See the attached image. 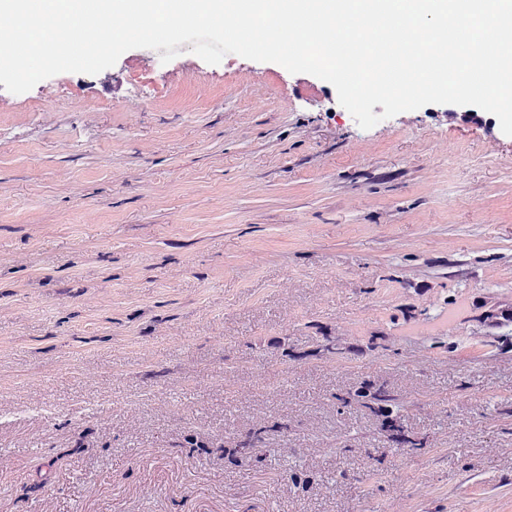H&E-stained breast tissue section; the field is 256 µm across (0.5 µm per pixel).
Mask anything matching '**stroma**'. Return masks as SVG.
<instances>
[{
	"label": "stroma",
	"mask_w": 512,
	"mask_h": 512,
	"mask_svg": "<svg viewBox=\"0 0 512 512\" xmlns=\"http://www.w3.org/2000/svg\"><path fill=\"white\" fill-rule=\"evenodd\" d=\"M191 48L0 85V512H512V136ZM355 398H362L370 402L365 403L383 417L382 429L390 432V436L399 444L406 445L412 449L423 447V441L411 439L405 435L401 417L398 413L394 414V410L390 408L392 406L391 403L395 399L383 384H377L374 381L363 382L354 392L336 396V400L342 405H347L350 399Z\"/></svg>",
	"instance_id": "1"
}]
</instances>
